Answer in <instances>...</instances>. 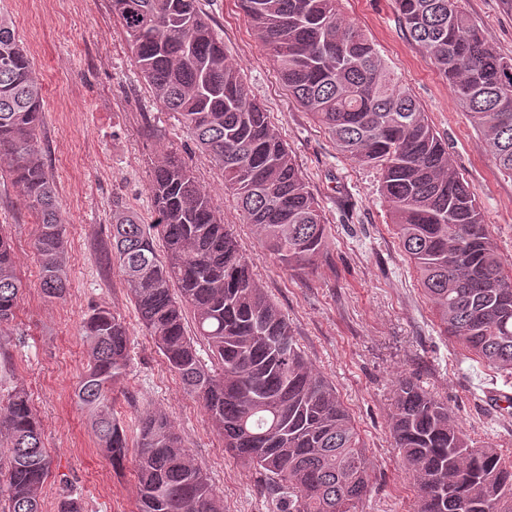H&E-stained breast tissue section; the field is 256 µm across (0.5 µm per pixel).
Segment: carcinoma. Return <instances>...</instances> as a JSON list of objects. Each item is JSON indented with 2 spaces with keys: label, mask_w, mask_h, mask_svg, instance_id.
Here are the masks:
<instances>
[{
  "label": "carcinoma",
  "mask_w": 512,
  "mask_h": 512,
  "mask_svg": "<svg viewBox=\"0 0 512 512\" xmlns=\"http://www.w3.org/2000/svg\"><path fill=\"white\" fill-rule=\"evenodd\" d=\"M288 93L337 149L379 171L391 224L413 260L442 332L496 370H512V273L468 184L427 113L367 35L344 19L340 0H242ZM410 38L448 82L483 135L498 171L512 178V59L497 54L459 0H396ZM144 81L178 115L198 150L222 171L243 223L289 267L322 253L318 204L265 108L225 62L224 42L199 0H112ZM42 85L0 16V161L40 216L34 246L42 293L68 289L65 225L37 146ZM153 221L112 208V249L143 326L202 404L224 449L265 476L281 512H358L370 487L365 448L335 388L311 372L288 320L216 213L193 171L174 155L154 167ZM165 243L159 257L156 239ZM26 284L11 238L0 231V325L14 319ZM193 312L208 345L202 363L185 330ZM88 363L77 391L100 452L127 458L112 394L130 364L125 322L106 307L83 321ZM390 432L418 489L417 512H512V459L477 447L448 407L409 379L399 382ZM137 512H223L210 477L191 459L168 417L139 419ZM51 473L25 387L0 399V512H41Z\"/></svg>",
  "instance_id": "carcinoma-1"
}]
</instances>
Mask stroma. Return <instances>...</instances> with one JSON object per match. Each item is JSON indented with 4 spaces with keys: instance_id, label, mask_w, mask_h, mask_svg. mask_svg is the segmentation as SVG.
I'll list each match as a JSON object with an SVG mask.
<instances>
[{
    "instance_id": "obj_1",
    "label": "stroma",
    "mask_w": 512,
    "mask_h": 512,
    "mask_svg": "<svg viewBox=\"0 0 512 512\" xmlns=\"http://www.w3.org/2000/svg\"><path fill=\"white\" fill-rule=\"evenodd\" d=\"M461 5L488 45L512 59V6L506 0ZM199 6L223 40L227 62L264 105L305 176L326 225V246L304 269L285 266L261 248L257 228L241 222L225 195L220 170L138 73L112 0H0V12L12 18L44 84L37 140L66 226L69 289L65 299H50L39 287L37 215L11 177L0 176V230L11 236L28 285L13 321L0 326V348L9 355L0 365V396L25 384L37 412L52 459L43 510L58 512L59 502L72 497L82 512H136V448H129L123 468H112L75 397L86 368L82 321L92 307L105 306L128 328L129 374L114 395L128 440L137 438L140 412L164 413L207 471L224 512H281L255 470L225 453L197 398L168 369L110 255L113 200L150 219L152 170L172 153L189 164L231 224L256 281L286 316L312 372L335 385L349 410L371 475L362 512H415L413 477L388 427L399 381L410 379L447 405L473 443L512 458V408L493 411L484 402L489 390L512 393V375L484 365L441 333L390 222L378 171L339 152L328 132L290 97L240 0H199ZM342 11L406 81L447 142L453 167L468 183L512 270V178L496 169L469 114L401 25L396 0H342Z\"/></svg>"
}]
</instances>
